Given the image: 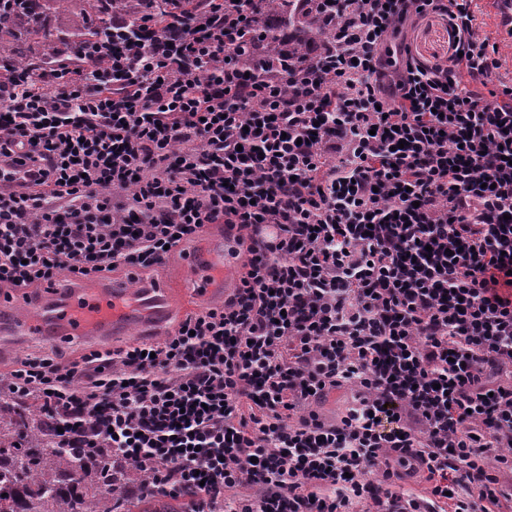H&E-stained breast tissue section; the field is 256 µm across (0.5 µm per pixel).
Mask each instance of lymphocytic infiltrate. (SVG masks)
Returning a JSON list of instances; mask_svg holds the SVG:
<instances>
[{
    "mask_svg": "<svg viewBox=\"0 0 512 512\" xmlns=\"http://www.w3.org/2000/svg\"><path fill=\"white\" fill-rule=\"evenodd\" d=\"M473 2L314 0L331 40L256 76L231 63L252 0L143 15L92 76L0 53L1 289L149 270L211 224L245 255L163 340L12 370L58 447L111 449L190 512L512 500V84ZM429 17L448 50L425 60ZM417 476L427 497L395 492ZM411 36L414 50L424 59L432 60L448 50V26L441 19L420 22ZM353 392L342 388L332 391L320 401L314 403L312 408L320 415V418L329 424L340 420L353 399Z\"/></svg>",
    "mask_w": 512,
    "mask_h": 512,
    "instance_id": "lymphocytic-infiltrate-1",
    "label": "lymphocytic infiltrate"
}]
</instances>
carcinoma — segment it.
Wrapping results in <instances>:
<instances>
[{"instance_id": "1", "label": "carcinoma", "mask_w": 512, "mask_h": 512, "mask_svg": "<svg viewBox=\"0 0 512 512\" xmlns=\"http://www.w3.org/2000/svg\"><path fill=\"white\" fill-rule=\"evenodd\" d=\"M116 2L91 0L76 33V52L99 42ZM31 3L14 0L0 16V45L7 36L16 44L14 54L33 61L39 52L26 45L28 31L14 23ZM253 10L278 26L252 24L240 30L243 50L232 64L243 69L304 58L312 45L331 38L309 0H260ZM148 480V473L128 461L112 459L100 467L90 464L80 448L55 447L37 403L19 410L17 399L0 394V512H131L133 490Z\"/></svg>"}]
</instances>
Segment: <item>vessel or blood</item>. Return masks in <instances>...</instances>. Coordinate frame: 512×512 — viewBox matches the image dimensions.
I'll use <instances>...</instances> for the list:
<instances>
[{
	"mask_svg": "<svg viewBox=\"0 0 512 512\" xmlns=\"http://www.w3.org/2000/svg\"><path fill=\"white\" fill-rule=\"evenodd\" d=\"M226 262L222 247L209 246L190 256L181 275L165 284L134 292L123 284L87 283L35 311L26 308L22 296L4 295L0 330L17 336L37 332L50 345L89 336L104 341L136 324L165 322L175 299L212 295Z\"/></svg>",
	"mask_w": 512,
	"mask_h": 512,
	"instance_id": "obj_1",
	"label": "vessel or blood"
}]
</instances>
